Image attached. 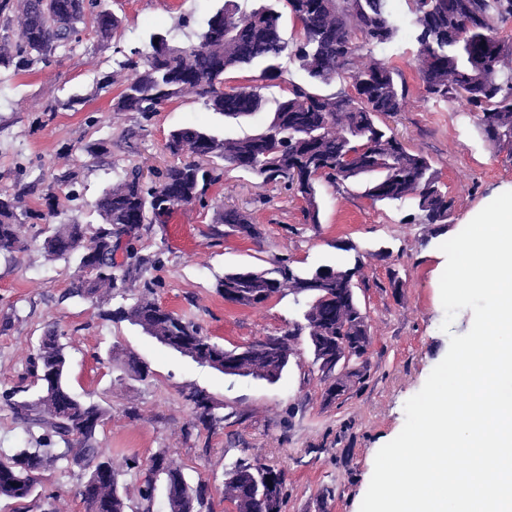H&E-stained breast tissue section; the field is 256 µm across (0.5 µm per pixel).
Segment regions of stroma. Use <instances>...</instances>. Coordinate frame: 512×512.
Here are the masks:
<instances>
[{"instance_id": "stroma-1", "label": "stroma", "mask_w": 512, "mask_h": 512, "mask_svg": "<svg viewBox=\"0 0 512 512\" xmlns=\"http://www.w3.org/2000/svg\"><path fill=\"white\" fill-rule=\"evenodd\" d=\"M217 6L218 0H101L102 9L122 21L119 46L100 43L89 27L79 43L58 51L51 66L0 69V189L12 188L19 178L40 186L25 202L38 219L21 221L28 250L14 262L0 257V389L20 382L39 337L59 323L73 338V393H89L112 406L101 446L124 472L129 491L138 483L124 471L127 458L164 450L186 466L191 480L209 482L216 512L224 510V473L242 458L285 472L283 512H360L377 451L404 425L405 402L446 355L450 334H464L472 325L466 309L450 332L440 329L444 310L434 275L439 246L498 189L512 184V160L480 135L466 108L423 96L415 78L416 46L408 37L375 48L373 55L395 62L406 75L410 92L388 123L437 169L454 201L448 226L418 223L411 203L375 205L361 186L339 190L324 181L317 194L320 221L312 224L299 197L234 170L209 187L203 203L174 208L143 234L141 254L158 258L148 274L155 298L228 348L280 334L294 319L296 305L289 296L256 307L230 304L215 288L225 272L282 260L302 268L360 264L356 295L371 324L369 371L363 384L338 400L325 401L322 384L305 375L308 352L277 383L233 379L159 345L140 327L101 321L97 300L66 297L74 268L44 255L40 244L47 226L59 220L98 224L94 204L126 168L171 163L165 141L172 129L201 126L239 137L266 119L260 113L232 120L191 95L169 102L148 121L113 109L126 75L122 51L147 50L158 31L184 39ZM112 74L118 82L106 83ZM73 95L82 99L75 110L49 111L52 101ZM100 140L111 142L109 154L90 157L86 145ZM67 166L79 172L78 200H68L62 189L47 202L43 187ZM219 205L250 214L259 239L215 226ZM112 349L136 356L150 379L123 378L116 363L104 360ZM191 387L222 402L234 415L231 424L212 435L185 436L194 413L181 391ZM203 446L210 452L202 457ZM43 483L53 495L52 512H85L75 495L76 476L56 465L45 471Z\"/></svg>"}]
</instances>
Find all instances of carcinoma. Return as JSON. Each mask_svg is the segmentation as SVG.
I'll use <instances>...</instances> for the list:
<instances>
[{
  "label": "carcinoma",
  "instance_id": "obj_1",
  "mask_svg": "<svg viewBox=\"0 0 512 512\" xmlns=\"http://www.w3.org/2000/svg\"><path fill=\"white\" fill-rule=\"evenodd\" d=\"M408 24L416 49V71L424 97L476 113L477 127L495 148L512 159V41L500 36L501 26L512 22V0H407ZM97 0H0V68L35 70L54 61L56 52L81 39L88 11ZM289 18L294 35L287 39L283 19ZM122 21L97 14V34L107 42L117 37ZM403 30L391 9V0H263L250 11L237 0H224L194 39L174 54L165 48L166 36L152 34L150 51L122 62L129 71L113 108L136 112L148 121L157 104L186 94L203 105L238 119L270 111L254 133L222 137L205 129L186 126L171 131L166 149L177 161L158 172L155 186L170 189L173 197L163 205L141 181L133 165L107 188L96 207L101 223L59 224L49 230L42 248L50 260L69 261L78 256V272L71 282L72 297L127 299L136 283L144 292L131 304L99 309L104 321H129L146 330L157 342L181 354L197 351L195 361L224 355V346L212 341L198 324L149 296L152 282L145 273L153 260L136 247L142 232L171 209L202 198L208 186L227 170H240L281 183L306 203L313 224L319 223L318 184L336 187L352 181L365 183L363 196L374 203L415 201L421 224L448 223L453 199L442 190L438 171L428 158L409 151L380 117L401 111L409 93L403 71L390 60L375 59L373 50L394 43ZM288 56L305 78L286 81V93L268 108L262 84H234L229 74L258 66L261 80L282 79L280 59ZM370 57L363 64L361 59ZM339 79L346 87L326 94L323 86ZM33 186L19 181L0 191V254L21 253L27 243L20 237L18 217L23 198ZM215 223L242 226L252 238L260 232L250 218L235 209L215 213ZM123 260H117V254ZM354 265H319L295 269L284 263L272 268L229 271L217 279V292L227 302L249 307L232 293L262 292L258 302L284 297L275 284L293 281L296 318L282 331L285 336H325L341 332L360 335L363 310L355 292L343 283ZM331 285L313 292L308 283ZM341 308L352 315L349 326L336 324ZM68 334L48 328L26 367L31 385H16L0 392V400L15 420L25 425V445L0 451V498L15 504V512H31L43 492V472L57 464L78 475L80 484L99 483L112 460L100 448L99 433L112 416V406L75 395L69 384ZM127 377L145 382L149 368L128 355L123 363ZM192 402L195 422L184 430L214 434L229 416L212 409L209 395L199 391ZM126 470L141 476L139 501L131 504L121 476L100 496L86 500L92 512H153L156 493L165 489L163 512H214L209 484L189 480L185 467L169 462L165 451L142 461L133 456ZM226 494L236 512H282L285 473L256 461L238 460L226 472Z\"/></svg>",
  "mask_w": 512,
  "mask_h": 512
}]
</instances>
